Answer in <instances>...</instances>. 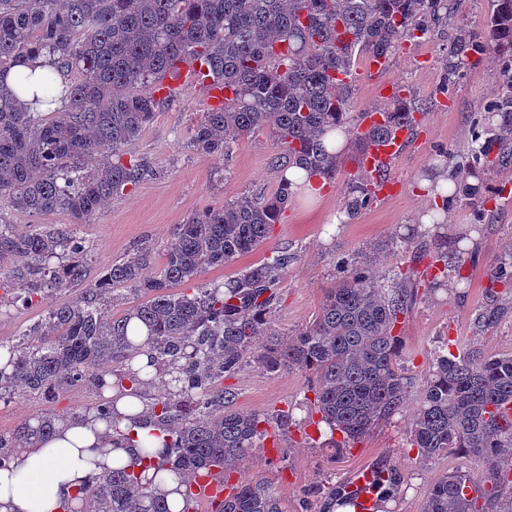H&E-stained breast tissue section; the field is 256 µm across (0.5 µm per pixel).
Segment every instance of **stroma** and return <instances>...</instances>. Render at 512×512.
I'll list each match as a JSON object with an SVG mask.
<instances>
[{"mask_svg":"<svg viewBox=\"0 0 512 512\" xmlns=\"http://www.w3.org/2000/svg\"><path fill=\"white\" fill-rule=\"evenodd\" d=\"M487 8L488 0H454L452 26L433 39L401 50L385 71L374 76L363 72L358 75L356 111L384 106L378 85L397 81L410 90L424 112L421 137L409 141L390 166L392 178L400 185L397 195L375 200L350 220L328 223L330 214L342 211L348 180L356 172L353 160L344 158L335 183L326 185L321 199L292 201L265 248L229 265L209 269L206 279L227 280L273 250L292 253L294 260L279 288L281 300L271 314L276 330L292 334L312 321L325 292L335 285L339 258L366 256L374 267L384 270L403 262L391 244L393 236L409 237L413 248L421 251L433 249L445 239L461 248L474 249L477 257L467 263V285L452 283L444 292H419L416 304L403 316L397 333L403 344L406 375L421 377L433 353L459 336L472 337L483 354H512V313L478 335L470 326L490 264L512 255V140L507 143L508 163H493L485 176L488 202L482 218H475L472 208L460 202L441 226L423 230L415 223L417 213L428 205L418 189L420 181L466 164L471 132L483 122L487 105L499 93V63L492 55L474 62L463 75L449 80L444 77L443 59L455 27L483 31ZM209 107L206 84H188L130 145V153L143 160L154 174L107 204L91 223L79 225L78 232L90 247L85 266L87 280L97 279L113 261L132 253L143 242L153 248L151 272H159L175 226L190 215L223 206L243 194L266 197L275 192L281 166L266 132L239 140L226 158L191 146L193 128ZM475 223L480 224V232H472ZM312 382L311 374L295 369L276 375L247 369L227 379L239 411L272 417L289 409L295 420L281 435L276 450L259 444L235 470L229 471L230 483H237L243 474L268 477L285 512H329L328 488L348 481L356 471L369 466L397 468L409 476L391 512H421L428 489L447 472L462 469L476 483H483L481 468L465 456L448 454L431 461L418 457L409 441L410 423L418 405L414 397L403 412L380 423L353 448H332L313 425L311 409L300 406ZM100 398L99 391L89 386L68 389L50 403L24 391L16 392L11 401L0 402V433L28 425L30 419L48 410L70 416L81 414Z\"/></svg>","mask_w":512,"mask_h":512,"instance_id":"1","label":"stroma"}]
</instances>
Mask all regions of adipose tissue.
<instances>
[{
  "label": "adipose tissue",
  "mask_w": 512,
  "mask_h": 512,
  "mask_svg": "<svg viewBox=\"0 0 512 512\" xmlns=\"http://www.w3.org/2000/svg\"><path fill=\"white\" fill-rule=\"evenodd\" d=\"M44 62L41 54L30 58L6 79L17 99L33 112H55L65 106L61 98L46 100L38 83ZM107 395L124 417L119 432L86 412L59 422L50 436L37 438L34 445L17 449L10 465L0 468V512H72L79 489L91 477L139 464L141 444L155 431L144 416L148 402L118 387L110 388ZM142 476L170 512H182L184 479L168 470L161 450H154L151 466Z\"/></svg>",
  "instance_id": "ef3b65f1"
}]
</instances>
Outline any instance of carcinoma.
<instances>
[{
  "label": "carcinoma",
  "instance_id": "cac0c4a2",
  "mask_svg": "<svg viewBox=\"0 0 512 512\" xmlns=\"http://www.w3.org/2000/svg\"><path fill=\"white\" fill-rule=\"evenodd\" d=\"M452 24L450 0H0V196L17 210L62 211L73 223L54 230L20 233L0 218V306L12 297L28 307L52 295L82 287L80 297L48 307L44 318L17 340L0 342V400L22 387L45 400L77 386L106 388L136 378L122 371L135 350L129 323L147 329L153 362L163 389L150 417L163 434L166 460L196 474L235 468L268 434L271 421L234 408L235 394L224 379L246 368L267 374L298 369L315 374L313 406L333 446L364 438L378 422L419 399L411 445L425 460L461 453L486 473L489 487L470 473L442 475L428 491L421 512H512V479L500 462L512 460V419L499 407L512 401V355L485 356L470 342L434 353L419 381L401 373L402 345L395 329L416 302L419 282L411 269L390 275L365 258L342 261L336 285L328 289L316 316L293 335L272 328L278 285L292 257L284 251L254 263L223 282L205 272L248 254L266 240L292 198L280 181L267 199L241 195L224 206L194 215L176 226L160 273L146 274L152 248L141 245L112 263L100 281L86 282L89 246L77 225L89 223L108 201L135 188L153 172L134 156L132 144L169 102L186 67L200 64L199 80L224 90V100L202 113L191 144L207 154L229 156L240 139L267 131L282 166L296 164L328 180L336 178L341 155L326 139L345 127L355 150L389 140L410 126L415 99L392 100L381 109L383 123L363 132L362 115L352 114L356 65L367 57H394L407 41L428 40ZM484 37L466 27L456 34L444 63L445 75L470 66L487 51L501 60L498 99L487 106L484 126L472 131L468 175L459 195L482 218L483 178L489 156L512 139V0H490ZM45 52L43 82L64 74L69 103L47 115L23 109L3 83L12 68ZM341 73L347 80H338ZM373 179L358 169L345 197L350 217L375 200ZM437 273L426 279L430 292L448 286V268L465 282L460 251L446 247L413 256ZM189 285L191 292H173ZM512 289V257L490 268L483 302L472 314L475 333L496 326L512 302L499 295ZM145 301L116 317L103 307ZM270 339L258 351L255 340ZM93 410L113 431L122 418L109 403ZM60 414L46 413L35 428L0 433V468L14 449L36 435L48 436ZM408 475L389 469L375 481L378 506L395 501ZM85 512H169L141 476L114 469L92 477L79 491ZM338 508H356L346 483L328 491ZM216 512H284L271 482L245 477Z\"/></svg>",
  "mask_w": 512,
  "mask_h": 512
}]
</instances>
